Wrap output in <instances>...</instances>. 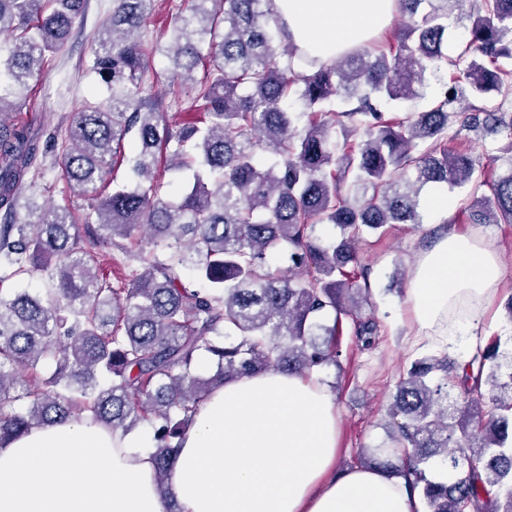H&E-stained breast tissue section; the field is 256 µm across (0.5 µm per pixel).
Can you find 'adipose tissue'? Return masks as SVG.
<instances>
[{
    "mask_svg": "<svg viewBox=\"0 0 512 512\" xmlns=\"http://www.w3.org/2000/svg\"><path fill=\"white\" fill-rule=\"evenodd\" d=\"M288 36L332 62L387 28L397 0H272ZM503 271L477 233L416 251L404 304L410 342L475 353ZM337 411L319 377L273 370L215 385L184 431L170 497L151 434L83 412L0 439V512H416L400 477L338 473Z\"/></svg>",
    "mask_w": 512,
    "mask_h": 512,
    "instance_id": "1",
    "label": "adipose tissue"
}]
</instances>
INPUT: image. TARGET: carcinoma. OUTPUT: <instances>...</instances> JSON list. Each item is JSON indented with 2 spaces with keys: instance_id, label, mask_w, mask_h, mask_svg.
<instances>
[{
  "instance_id": "carcinoma-1",
  "label": "carcinoma",
  "mask_w": 512,
  "mask_h": 512,
  "mask_svg": "<svg viewBox=\"0 0 512 512\" xmlns=\"http://www.w3.org/2000/svg\"><path fill=\"white\" fill-rule=\"evenodd\" d=\"M268 2L185 0L168 43L149 46L155 0H112L89 66L109 95L72 114L62 152L68 187L88 200L79 217L41 199L39 140L11 118L85 0H0V438L85 410L123 433L149 424L167 497L184 426L215 384L338 365L345 317L374 341L363 232L421 223L428 183L487 187L493 201L473 198L469 222L512 224V112L454 107L512 91V0H398L393 35L332 64L288 40ZM450 2L472 19L454 59ZM155 53L168 60L163 76L149 74ZM444 63L464 79L429 110L384 119L380 104L414 100ZM163 77L187 87L200 117L173 126L143 95ZM452 129L508 139L506 172L496 157L449 152ZM163 147L167 170L190 172L172 194L156 175ZM119 159L132 174L123 185ZM319 224L339 235L321 238ZM274 256L287 271L272 269ZM185 271L204 287H188ZM36 274L44 291L13 287ZM203 353L207 377L194 371ZM388 417L387 441L364 450L363 466L407 479L427 512H512V349L500 337L464 363L413 361ZM438 466L453 479L429 476Z\"/></svg>"
}]
</instances>
